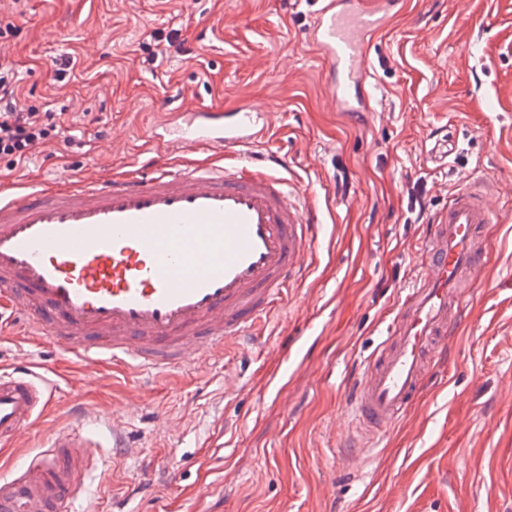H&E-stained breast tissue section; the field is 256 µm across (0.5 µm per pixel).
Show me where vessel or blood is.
<instances>
[{
  "mask_svg": "<svg viewBox=\"0 0 512 512\" xmlns=\"http://www.w3.org/2000/svg\"><path fill=\"white\" fill-rule=\"evenodd\" d=\"M404 0H320L316 45L336 79L330 106L370 112L361 37L381 36ZM270 113L239 108L185 113L153 141L133 176L18 194L0 187V299L25 317L26 340L53 343L97 368L103 360L143 373L206 366L258 339L306 278L324 213L287 190L285 157L242 155L261 140ZM206 149L236 162L197 165L174 154ZM493 179L454 194L418 246L416 283L405 289L388 339L349 388L362 439L405 417L431 370L448 362L486 258ZM53 389L17 357L0 374V442L14 443L52 405ZM52 433L36 465L0 479V512H66L81 493L75 475L89 446L77 428Z\"/></svg>",
  "mask_w": 512,
  "mask_h": 512,
  "instance_id": "vessel-or-blood-1",
  "label": "vessel or blood"
}]
</instances>
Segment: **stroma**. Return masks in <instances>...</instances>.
<instances>
[{
	"label": "stroma",
	"instance_id": "35a3bbf8",
	"mask_svg": "<svg viewBox=\"0 0 512 512\" xmlns=\"http://www.w3.org/2000/svg\"><path fill=\"white\" fill-rule=\"evenodd\" d=\"M312 11L307 0H0V26L21 29L0 38V60L28 103L61 115L43 152L0 159V184L59 190L132 172L151 155L159 113L251 104L276 115L256 152L287 155L292 189L326 213L309 275L260 348L203 371L90 374L52 344L27 343L20 315H1L0 368L28 354L54 396L0 477L39 458L77 395L97 448L71 512H512V0H408L366 49L375 111L364 122L326 104ZM181 26L195 57L147 60L145 32ZM60 56L73 65L58 81ZM488 177L502 183L489 260L448 364L345 468L346 386L384 340L425 234L405 221L407 192L422 184L439 210ZM285 330L298 347L289 357ZM115 411L136 449L123 458L110 448Z\"/></svg>",
	"mask_w": 512,
	"mask_h": 512
}]
</instances>
